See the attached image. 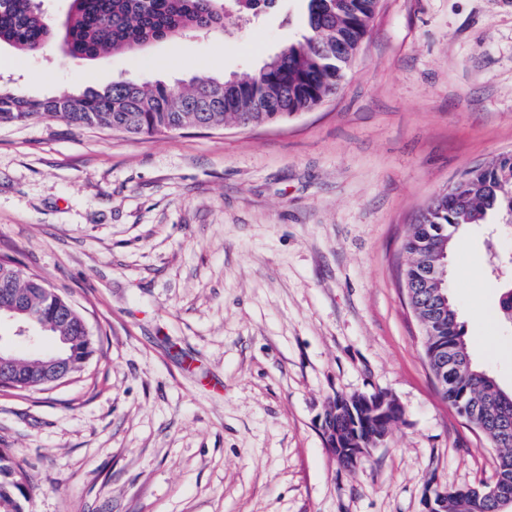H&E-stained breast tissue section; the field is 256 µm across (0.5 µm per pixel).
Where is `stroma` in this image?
<instances>
[{"mask_svg":"<svg viewBox=\"0 0 512 512\" xmlns=\"http://www.w3.org/2000/svg\"><path fill=\"white\" fill-rule=\"evenodd\" d=\"M274 0L222 36L89 61L0 47V85L243 77L306 31ZM512 153V0H379L341 90L239 129L131 139L59 119L0 125V254L59 289L93 352L76 380L0 391L27 512H423L428 483L494 478L496 450L441 397L399 277L419 211ZM512 226L467 224L448 291L473 362L512 391ZM404 415L352 472L324 436L337 394Z\"/></svg>","mask_w":512,"mask_h":512,"instance_id":"obj_1","label":"stroma"}]
</instances>
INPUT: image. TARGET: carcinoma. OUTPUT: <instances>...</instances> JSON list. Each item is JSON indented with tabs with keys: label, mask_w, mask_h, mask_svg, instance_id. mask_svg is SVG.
Segmentation results:
<instances>
[{
	"label": "carcinoma",
	"mask_w": 512,
	"mask_h": 512,
	"mask_svg": "<svg viewBox=\"0 0 512 512\" xmlns=\"http://www.w3.org/2000/svg\"><path fill=\"white\" fill-rule=\"evenodd\" d=\"M378 0H307V33L260 67V84L243 80L240 88L218 91L226 78L209 73L195 75L183 89L158 81L138 84L116 81L102 89L74 90L58 97L19 94L0 86V124H25L61 117L75 128H102L131 137L180 131L214 129L225 125L252 126L286 120L297 112L315 109L340 89L345 70L360 44L369 36ZM228 19L218 0H71L64 23L55 25L38 9L35 0H0V46L32 54L53 42L61 43L76 60H93L112 51L136 52L151 42L178 37L187 31L221 34ZM496 214L512 223V154L468 171L465 184L455 193L434 196L409 226L403 249L422 252L439 239L452 244L455 230L479 224ZM19 261L0 255V292L11 303L26 307L25 321L45 326L48 336L82 335L80 323L62 317L51 328L52 301L48 284L36 274H23ZM458 349L461 367L448 380L443 399L458 413L470 416L473 428H482L490 441L500 422L512 423V392L470 358L465 326L453 300L437 329L428 339V351ZM31 379H0V390H38ZM396 413L372 416L353 408L349 420L336 424L339 446L354 441L363 445L383 435ZM500 475L512 488V443L498 454ZM26 472L6 448H0V512H24L27 496L20 483Z\"/></svg>",
	"instance_id": "cac0c4a2"
}]
</instances>
